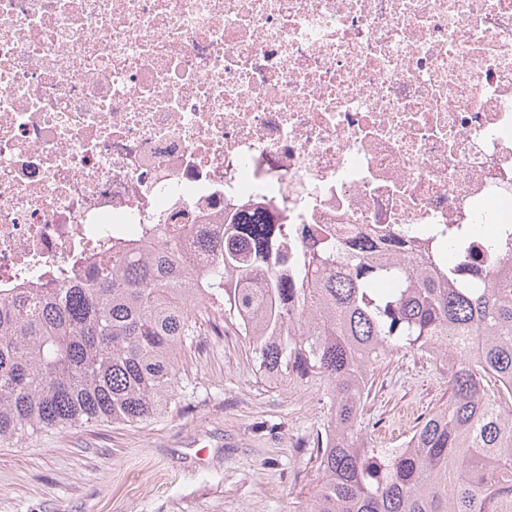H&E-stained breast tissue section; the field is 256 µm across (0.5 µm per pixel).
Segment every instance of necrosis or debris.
Returning a JSON list of instances; mask_svg holds the SVG:
<instances>
[{"instance_id":"obj_1","label":"necrosis or debris","mask_w":512,"mask_h":512,"mask_svg":"<svg viewBox=\"0 0 512 512\" xmlns=\"http://www.w3.org/2000/svg\"><path fill=\"white\" fill-rule=\"evenodd\" d=\"M512 0H0V302L264 208L512 254Z\"/></svg>"}]
</instances>
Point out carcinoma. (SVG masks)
I'll list each match as a JSON object with an SVG mask.
<instances>
[{"label":"carcinoma","mask_w":512,"mask_h":512,"mask_svg":"<svg viewBox=\"0 0 512 512\" xmlns=\"http://www.w3.org/2000/svg\"><path fill=\"white\" fill-rule=\"evenodd\" d=\"M303 232L313 245L290 252ZM487 248L479 288L467 280L479 266L448 258L452 239L411 257L257 212L224 223L200 269L171 247L103 254L61 288L0 303V445L164 415L205 316L246 340L268 383L324 386L330 418L312 437L319 480L302 512H512V256ZM195 276L222 308L191 303ZM412 351L452 359L448 403L402 451L377 448L362 428L375 371Z\"/></svg>","instance_id":"carcinoma-1"}]
</instances>
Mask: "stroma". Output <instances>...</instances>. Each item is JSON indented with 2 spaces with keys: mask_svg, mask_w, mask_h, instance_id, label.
Masks as SVG:
<instances>
[{
  "mask_svg": "<svg viewBox=\"0 0 512 512\" xmlns=\"http://www.w3.org/2000/svg\"><path fill=\"white\" fill-rule=\"evenodd\" d=\"M170 412L136 426L90 423L0 447V512H296L317 483L310 438L329 418L316 385L277 387L243 337L203 324ZM448 400V364H383L363 425L398 447Z\"/></svg>",
  "mask_w": 512,
  "mask_h": 512,
  "instance_id": "35a3bbf8",
  "label": "stroma"
}]
</instances>
